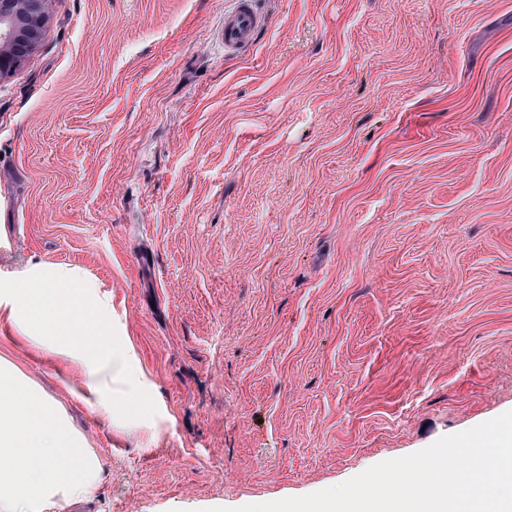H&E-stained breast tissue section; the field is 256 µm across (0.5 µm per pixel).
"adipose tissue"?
Instances as JSON below:
<instances>
[{"label": "adipose tissue", "instance_id": "adipose-tissue-1", "mask_svg": "<svg viewBox=\"0 0 512 512\" xmlns=\"http://www.w3.org/2000/svg\"><path fill=\"white\" fill-rule=\"evenodd\" d=\"M110 290L70 264L33 262L0 274V324L118 435L154 447L175 424L116 322ZM104 461L62 406L0 356V512H62L95 493Z\"/></svg>", "mask_w": 512, "mask_h": 512}]
</instances>
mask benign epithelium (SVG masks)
Listing matches in <instances>:
<instances>
[{"label": "benign epithelium", "instance_id": "1", "mask_svg": "<svg viewBox=\"0 0 512 512\" xmlns=\"http://www.w3.org/2000/svg\"><path fill=\"white\" fill-rule=\"evenodd\" d=\"M50 0H0V79L40 45Z\"/></svg>", "mask_w": 512, "mask_h": 512}]
</instances>
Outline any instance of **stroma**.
<instances>
[{
    "label": "stroma",
    "mask_w": 512,
    "mask_h": 512,
    "mask_svg": "<svg viewBox=\"0 0 512 512\" xmlns=\"http://www.w3.org/2000/svg\"><path fill=\"white\" fill-rule=\"evenodd\" d=\"M51 0L0 80V271L71 263L176 418L67 512L308 495L512 410V0ZM265 24V16L256 8L254 0H235V6L224 12L221 30L224 54L244 55L252 48Z\"/></svg>",
    "instance_id": "1"
}]
</instances>
